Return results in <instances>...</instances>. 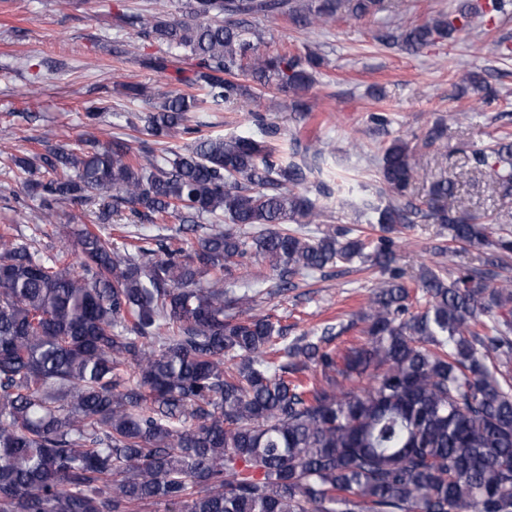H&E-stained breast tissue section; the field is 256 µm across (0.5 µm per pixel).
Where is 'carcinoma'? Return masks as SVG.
<instances>
[{"label": "carcinoma", "instance_id": "carcinoma-1", "mask_svg": "<svg viewBox=\"0 0 512 512\" xmlns=\"http://www.w3.org/2000/svg\"><path fill=\"white\" fill-rule=\"evenodd\" d=\"M385 0H179L115 17L168 47L144 56L184 86L152 102L143 134L164 146L114 139L12 156L27 193L51 219L66 202L99 205L71 247L44 255L0 228V512H512V282L492 286L512 239L446 201L455 181L430 189L425 218L463 249L489 246L482 267L424 265L405 281L393 266L397 225L415 209H373L383 235L318 224L308 195L320 152L260 123L212 137L189 124L200 104L237 107L252 79L287 97L268 110L311 111L322 58L258 53L251 22L286 15L308 29L339 14L361 19ZM512 15V0H465L388 48L417 53L454 38L473 17ZM183 135L182 148L166 146ZM494 161L512 196V136L471 152ZM417 175L409 142L384 147L380 176L403 195ZM140 223L176 216L195 233L206 216L227 228L194 239L120 244L105 224L122 209ZM254 259L288 277L358 260L380 273L349 327L363 339L338 354L335 327L285 341L280 319L253 313L235 272ZM370 381L367 387L355 382Z\"/></svg>", "mask_w": 512, "mask_h": 512}]
</instances>
